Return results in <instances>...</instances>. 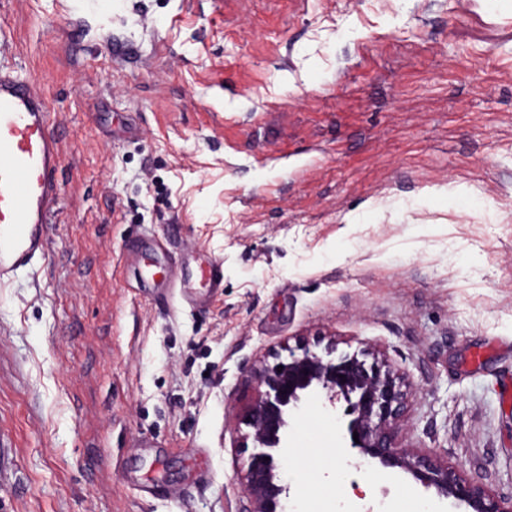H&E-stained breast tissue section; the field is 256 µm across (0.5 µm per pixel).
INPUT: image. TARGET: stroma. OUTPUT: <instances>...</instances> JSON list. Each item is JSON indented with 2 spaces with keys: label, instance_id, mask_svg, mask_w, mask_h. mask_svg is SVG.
I'll return each instance as SVG.
<instances>
[{
  "label": "stroma",
  "instance_id": "1",
  "mask_svg": "<svg viewBox=\"0 0 512 512\" xmlns=\"http://www.w3.org/2000/svg\"><path fill=\"white\" fill-rule=\"evenodd\" d=\"M62 164L43 258L0 283V512H241L247 371L383 359L401 444L512 492V0H0ZM174 233L208 306L137 286ZM291 421L312 512H466ZM202 274L207 282L208 295H197L193 288H189L184 282L183 288H180V295L183 300L194 307L205 306L210 297L216 294L224 286V265L218 260H211L203 269Z\"/></svg>",
  "mask_w": 512,
  "mask_h": 512
}]
</instances>
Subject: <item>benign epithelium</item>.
I'll return each instance as SVG.
<instances>
[{"instance_id": "7a95c632", "label": "benign epithelium", "mask_w": 512, "mask_h": 512, "mask_svg": "<svg viewBox=\"0 0 512 512\" xmlns=\"http://www.w3.org/2000/svg\"><path fill=\"white\" fill-rule=\"evenodd\" d=\"M254 384L242 418L250 431L251 454L244 477L247 512H287L290 485L279 474L290 419L312 393L329 405L344 401L342 416L350 447L384 468L411 474L437 497L466 503L471 512H512V497H495L482 482L483 474L466 477L442 463L429 450L410 451L399 445L403 422V394L391 369L366 366L355 356L327 359L308 347L288 360L260 364L249 371ZM358 438H353V433Z\"/></svg>"}]
</instances>
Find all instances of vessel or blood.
<instances>
[{"label": "vessel or blood", "instance_id": "vessel-or-blood-1", "mask_svg": "<svg viewBox=\"0 0 512 512\" xmlns=\"http://www.w3.org/2000/svg\"><path fill=\"white\" fill-rule=\"evenodd\" d=\"M61 162L49 113L36 84L0 71V281L33 266L47 247L48 216L56 202L54 175ZM207 295L180 290L183 300L205 306L224 286V265L208 262Z\"/></svg>", "mask_w": 512, "mask_h": 512}]
</instances>
